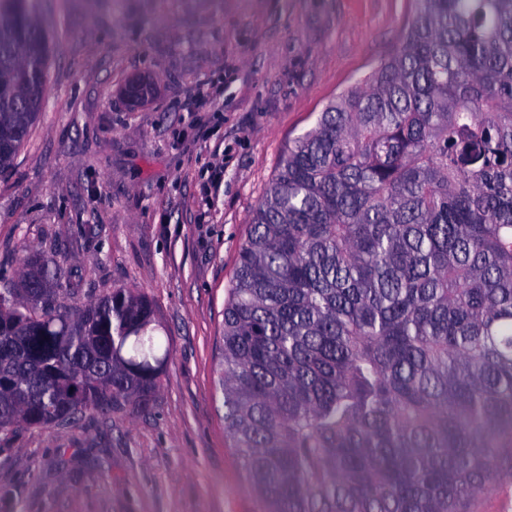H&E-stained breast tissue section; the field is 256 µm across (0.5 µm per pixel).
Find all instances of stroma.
Returning a JSON list of instances; mask_svg holds the SVG:
<instances>
[{"mask_svg":"<svg viewBox=\"0 0 512 512\" xmlns=\"http://www.w3.org/2000/svg\"><path fill=\"white\" fill-rule=\"evenodd\" d=\"M414 0H40L49 94L0 174V279L27 246L59 304L151 302L149 407L0 432V512H260L224 435L227 285L289 141L399 47ZM152 93L131 105L128 82Z\"/></svg>","mask_w":512,"mask_h":512,"instance_id":"obj_1","label":"stroma"}]
</instances>
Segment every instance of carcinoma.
Wrapping results in <instances>:
<instances>
[{"instance_id":"obj_1","label":"carcinoma","mask_w":512,"mask_h":512,"mask_svg":"<svg viewBox=\"0 0 512 512\" xmlns=\"http://www.w3.org/2000/svg\"><path fill=\"white\" fill-rule=\"evenodd\" d=\"M401 44L294 139L227 288L216 390L263 512H471L512 477V0H414ZM37 0H0V173L45 90ZM0 288V430L149 405L146 296Z\"/></svg>"}]
</instances>
